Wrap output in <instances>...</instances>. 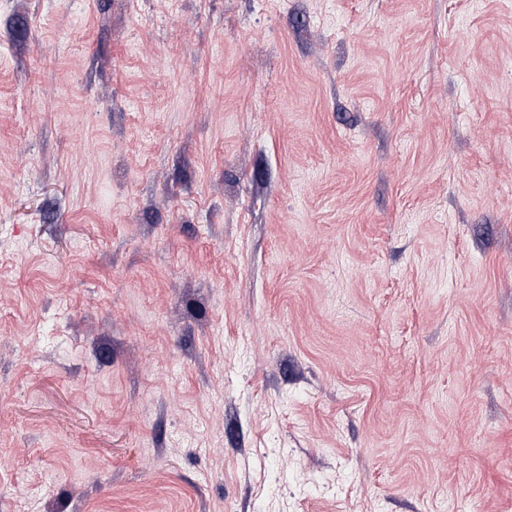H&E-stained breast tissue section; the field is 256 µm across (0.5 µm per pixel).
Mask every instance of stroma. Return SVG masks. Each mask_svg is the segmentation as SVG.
I'll list each match as a JSON object with an SVG mask.
<instances>
[{
  "instance_id": "stroma-1",
  "label": "stroma",
  "mask_w": 512,
  "mask_h": 512,
  "mask_svg": "<svg viewBox=\"0 0 512 512\" xmlns=\"http://www.w3.org/2000/svg\"><path fill=\"white\" fill-rule=\"evenodd\" d=\"M512 512V0H0V512Z\"/></svg>"
}]
</instances>
